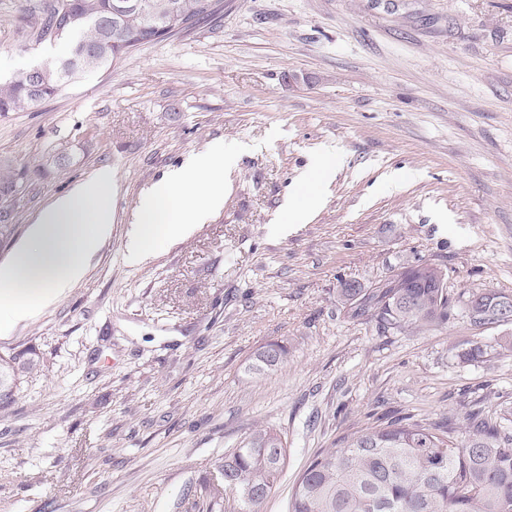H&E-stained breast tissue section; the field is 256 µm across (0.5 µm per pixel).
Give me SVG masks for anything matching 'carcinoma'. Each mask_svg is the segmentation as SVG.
Listing matches in <instances>:
<instances>
[{
  "label": "carcinoma",
  "mask_w": 512,
  "mask_h": 512,
  "mask_svg": "<svg viewBox=\"0 0 512 512\" xmlns=\"http://www.w3.org/2000/svg\"><path fill=\"white\" fill-rule=\"evenodd\" d=\"M52 0L36 34L37 43L62 40L66 52L0 82V116L50 99L94 69L109 68L140 47L187 31L220 9L211 0ZM28 169L0 173V201L16 197ZM509 294L480 289L464 301L471 325L488 328L512 321ZM337 302L353 319L374 318L383 328L422 332L448 322L453 309L443 270L433 264L406 267L376 288L341 283ZM266 360L257 352L250 369L261 373L286 361L279 342ZM512 353V336L495 344L476 342L460 352L466 362L491 353ZM31 349L0 352V407L12 402L20 377L37 370ZM288 460L287 440L261 427L224 453V480L243 490L237 512H263ZM289 512H512V431L481 411L463 430L394 419L352 435L339 448L318 452L292 486Z\"/></svg>",
  "instance_id": "cac0c4a2"
}]
</instances>
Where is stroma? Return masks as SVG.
Here are the masks:
<instances>
[{"mask_svg":"<svg viewBox=\"0 0 512 512\" xmlns=\"http://www.w3.org/2000/svg\"><path fill=\"white\" fill-rule=\"evenodd\" d=\"M45 0H0V79L35 44ZM192 30L0 117V165L28 166L17 226L100 168L118 186L112 235L84 279L0 351L41 365L0 407V512H233L217 465L273 426L288 463L264 512H288L314 454L408 416L465 426L512 414V356L458 351L512 335L463 311L424 332L380 329L336 303L439 264L448 296L512 293V0H222ZM238 148L224 207L139 265L137 206L212 143ZM320 206L282 227L320 146ZM70 163L58 168L54 157ZM287 362L257 374L267 343ZM263 349L273 350L275 352L274 359L272 361L264 359L262 357V351L260 350L255 355L254 362L250 366L251 370L258 373L273 370L286 361L288 350L283 344L279 342H271Z\"/></svg>","mask_w":512,"mask_h":512,"instance_id":"obj_1","label":"stroma"}]
</instances>
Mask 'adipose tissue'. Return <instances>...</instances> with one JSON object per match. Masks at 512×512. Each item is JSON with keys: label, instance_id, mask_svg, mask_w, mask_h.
Returning <instances> with one entry per match:
<instances>
[{"label": "adipose tissue", "instance_id": "obj_1", "mask_svg": "<svg viewBox=\"0 0 512 512\" xmlns=\"http://www.w3.org/2000/svg\"><path fill=\"white\" fill-rule=\"evenodd\" d=\"M236 161L215 143L155 184L134 215L130 259L146 260L158 243L186 237L220 211L224 178ZM115 195L112 172L103 168L41 208L26 239L0 262V318L27 320L84 278L90 258L112 235Z\"/></svg>", "mask_w": 512, "mask_h": 512}]
</instances>
